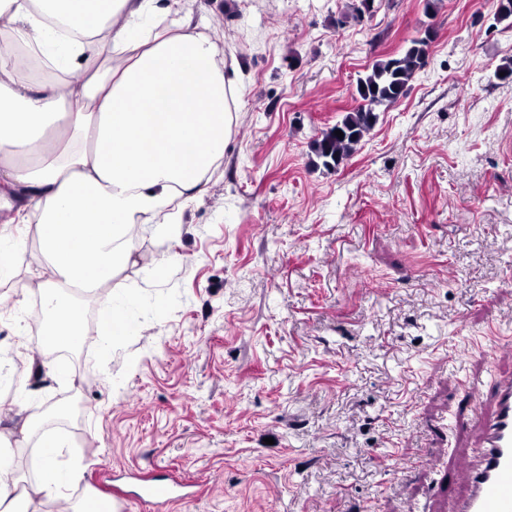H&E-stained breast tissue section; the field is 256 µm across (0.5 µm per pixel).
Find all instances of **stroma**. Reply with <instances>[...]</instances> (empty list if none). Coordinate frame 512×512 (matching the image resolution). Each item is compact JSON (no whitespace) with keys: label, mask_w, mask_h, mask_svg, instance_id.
I'll return each mask as SVG.
<instances>
[{"label":"stroma","mask_w":512,"mask_h":512,"mask_svg":"<svg viewBox=\"0 0 512 512\" xmlns=\"http://www.w3.org/2000/svg\"><path fill=\"white\" fill-rule=\"evenodd\" d=\"M347 2L194 0L198 32L239 65L241 110L179 233L149 221L120 280L80 298L77 352L34 343L38 295L16 304L0 281V353L30 391L0 394V435L26 483L27 420L71 401L49 429L82 472L74 501L115 483L124 512H448L474 439L447 428L469 410L458 380L512 373L487 354L489 334L512 340V83L495 75L512 26L494 0H439L432 17L376 0L361 23L342 21ZM428 28L407 94L324 168L312 143L358 78ZM6 230L37 279L36 225ZM112 299L131 330L111 342L97 320ZM149 471L195 496L140 500Z\"/></svg>","instance_id":"stroma-1"}]
</instances>
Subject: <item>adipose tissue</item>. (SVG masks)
I'll use <instances>...</instances> for the list:
<instances>
[{
  "mask_svg": "<svg viewBox=\"0 0 512 512\" xmlns=\"http://www.w3.org/2000/svg\"><path fill=\"white\" fill-rule=\"evenodd\" d=\"M182 0H0V208L20 203L39 229L40 291L49 320L44 345L81 336L77 304L63 289L92 291L132 252L130 228L175 197L194 201L222 157L241 100L218 47L189 18L143 29ZM38 51L55 70L31 83L17 49ZM93 264H86L85 256ZM44 464L35 493L61 495L81 475L57 462V435L40 438Z\"/></svg>",
  "mask_w": 512,
  "mask_h": 512,
  "instance_id": "obj_1",
  "label": "adipose tissue"
}]
</instances>
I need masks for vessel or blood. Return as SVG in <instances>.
Here are the masks:
<instances>
[{"mask_svg":"<svg viewBox=\"0 0 512 512\" xmlns=\"http://www.w3.org/2000/svg\"><path fill=\"white\" fill-rule=\"evenodd\" d=\"M466 388L472 407L468 415L455 418L453 428L460 431L478 421L481 439L456 461L465 488L449 494L448 512H512V380L494 381L488 392L473 382ZM140 485L144 498L168 502L177 498L186 483L145 474Z\"/></svg>","mask_w":512,"mask_h":512,"instance_id":"obj_1","label":"vessel or blood"}]
</instances>
